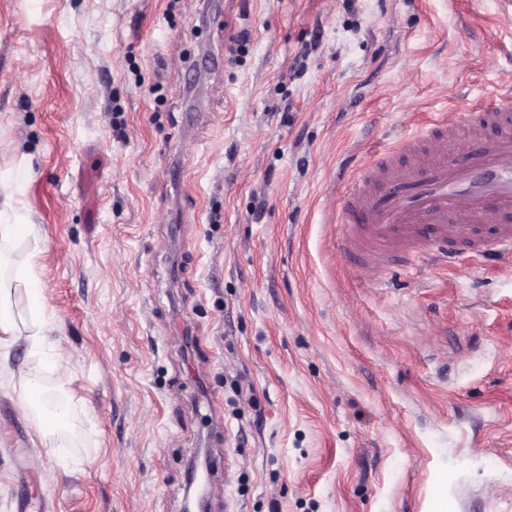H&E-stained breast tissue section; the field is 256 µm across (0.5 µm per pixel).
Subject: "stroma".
Returning <instances> with one entry per match:
<instances>
[{
	"label": "stroma",
	"mask_w": 512,
	"mask_h": 512,
	"mask_svg": "<svg viewBox=\"0 0 512 512\" xmlns=\"http://www.w3.org/2000/svg\"><path fill=\"white\" fill-rule=\"evenodd\" d=\"M512 86L494 0H0V203L77 402L0 512H512V257L338 248L356 165ZM244 392H236L235 381Z\"/></svg>",
	"instance_id": "35a3bbf8"
}]
</instances>
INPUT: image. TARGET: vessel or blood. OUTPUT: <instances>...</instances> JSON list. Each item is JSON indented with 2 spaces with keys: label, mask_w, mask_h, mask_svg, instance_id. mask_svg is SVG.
Listing matches in <instances>:
<instances>
[{
  "label": "vessel or blood",
  "mask_w": 512,
  "mask_h": 512,
  "mask_svg": "<svg viewBox=\"0 0 512 512\" xmlns=\"http://www.w3.org/2000/svg\"><path fill=\"white\" fill-rule=\"evenodd\" d=\"M490 233L478 227L489 217ZM341 254L377 268L405 248L418 260L512 255V92L406 135L358 166L339 207Z\"/></svg>",
  "instance_id": "1"
}]
</instances>
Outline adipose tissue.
Listing matches in <instances>:
<instances>
[{
  "mask_svg": "<svg viewBox=\"0 0 512 512\" xmlns=\"http://www.w3.org/2000/svg\"><path fill=\"white\" fill-rule=\"evenodd\" d=\"M39 256V251H32L26 264L8 278L3 274L7 259L0 253V365L8 364L13 348L21 340L25 341L31 356L53 360L62 354L57 337L58 326L46 314L41 295L33 281V267ZM20 288L24 289L28 301L27 311L23 314L16 312L13 301L14 294ZM17 372L24 381L18 409L33 422L31 444L34 452L38 453L51 436L64 428L73 406L65 399L53 409H46L44 386L38 373L25 364L18 366Z\"/></svg>",
  "mask_w": 512,
  "mask_h": 512,
  "instance_id": "adipose-tissue-1",
  "label": "adipose tissue"
}]
</instances>
